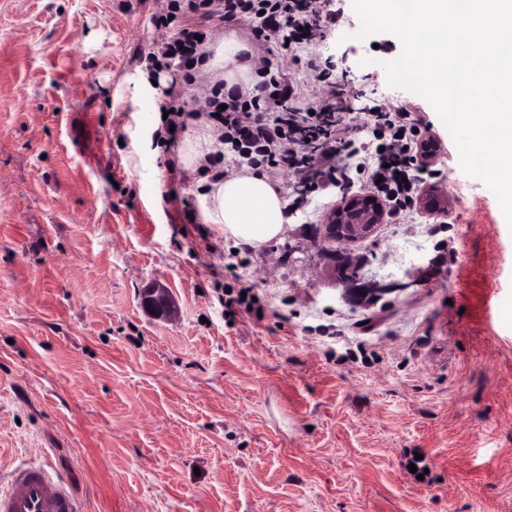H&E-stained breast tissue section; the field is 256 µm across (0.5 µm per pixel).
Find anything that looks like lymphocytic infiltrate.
<instances>
[{"mask_svg":"<svg viewBox=\"0 0 512 512\" xmlns=\"http://www.w3.org/2000/svg\"><path fill=\"white\" fill-rule=\"evenodd\" d=\"M156 11V29L169 30L167 41L145 54L151 74L167 72L160 109L175 143L184 130L186 104L180 85L195 82L206 62L204 44L223 27H246L252 35L251 61L259 81L253 88L207 85L198 111L212 117L223 143L209 157L212 180L248 165L279 176L276 191L288 197L290 209L305 206L313 193L334 185L342 190L364 188L380 197L391 223L402 224L414 212L420 192L436 177L419 159L421 136L412 103L376 104L348 115L343 89L328 79V63L312 55L313 35L331 27L329 0H166ZM288 48L303 63L300 82L285 69L271 68L272 48Z\"/></svg>","mask_w":512,"mask_h":512,"instance_id":"f902f5d3","label":"lymphocytic infiltrate"}]
</instances>
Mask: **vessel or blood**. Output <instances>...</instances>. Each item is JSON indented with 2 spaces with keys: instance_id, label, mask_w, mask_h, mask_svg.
<instances>
[{
  "instance_id": "vessel-or-blood-1",
  "label": "vessel or blood",
  "mask_w": 512,
  "mask_h": 512,
  "mask_svg": "<svg viewBox=\"0 0 512 512\" xmlns=\"http://www.w3.org/2000/svg\"><path fill=\"white\" fill-rule=\"evenodd\" d=\"M0 512H81L69 481L47 465L30 463L0 489Z\"/></svg>"
}]
</instances>
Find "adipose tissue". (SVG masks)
I'll use <instances>...</instances> for the list:
<instances>
[{
    "label": "adipose tissue",
    "mask_w": 512,
    "mask_h": 512,
    "mask_svg": "<svg viewBox=\"0 0 512 512\" xmlns=\"http://www.w3.org/2000/svg\"><path fill=\"white\" fill-rule=\"evenodd\" d=\"M236 38H219L208 47L209 58L203 70L227 86L251 85L257 80L250 63L238 55L246 50ZM217 135L211 125L199 126L186 139L179 155L180 164L199 173L197 182L200 214L205 223L220 225L239 243L260 247L278 237L288 221L285 204L265 173L250 167L231 172L214 182L205 168L208 156L216 150Z\"/></svg>",
    "instance_id": "obj_1"
}]
</instances>
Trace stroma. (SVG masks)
I'll list each match as a JSON object with an SVG mask.
<instances>
[{
  "label": "stroma",
  "instance_id": "35a3bbf8",
  "mask_svg": "<svg viewBox=\"0 0 512 512\" xmlns=\"http://www.w3.org/2000/svg\"><path fill=\"white\" fill-rule=\"evenodd\" d=\"M333 6L312 51L358 107L416 104L450 200L352 245L362 303L311 236L337 190L246 253L187 222L198 175L143 120L148 5L0 0V487L35 460L82 512H512V225L433 107L388 87L399 40H352ZM235 279L256 311L226 305ZM156 280L173 320L141 306Z\"/></svg>",
  "mask_w": 512,
  "mask_h": 512
}]
</instances>
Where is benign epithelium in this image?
<instances>
[{
	"mask_svg": "<svg viewBox=\"0 0 512 512\" xmlns=\"http://www.w3.org/2000/svg\"><path fill=\"white\" fill-rule=\"evenodd\" d=\"M448 206V198L433 190L422 198V207L431 212L445 211ZM386 216V207L378 197L360 193L343 198L317 228L318 239L326 243L324 259L327 272L354 302L360 301L369 288L358 275V264L348 245L370 237L379 225L385 223ZM142 303L156 317L169 318L174 314L169 289L161 283H154L143 291Z\"/></svg>",
	"mask_w": 512,
	"mask_h": 512,
	"instance_id": "1",
	"label": "benign epithelium"
}]
</instances>
